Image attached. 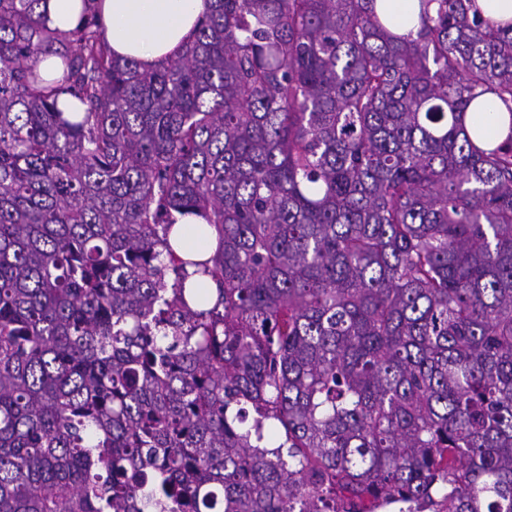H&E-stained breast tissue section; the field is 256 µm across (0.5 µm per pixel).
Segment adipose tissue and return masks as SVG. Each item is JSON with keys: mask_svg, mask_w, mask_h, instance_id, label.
<instances>
[{"mask_svg": "<svg viewBox=\"0 0 512 512\" xmlns=\"http://www.w3.org/2000/svg\"><path fill=\"white\" fill-rule=\"evenodd\" d=\"M98 9L113 54L135 59L150 69L171 58L196 32L205 0H100ZM467 127H483L487 136L502 141L512 131L497 98L488 95L469 108Z\"/></svg>", "mask_w": 512, "mask_h": 512, "instance_id": "ef3b65f1", "label": "adipose tissue"}]
</instances>
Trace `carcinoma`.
<instances>
[{
    "label": "carcinoma",
    "instance_id": "obj_1",
    "mask_svg": "<svg viewBox=\"0 0 512 512\" xmlns=\"http://www.w3.org/2000/svg\"><path fill=\"white\" fill-rule=\"evenodd\" d=\"M39 2L0 0V512H512V26L208 0L147 71ZM465 122L469 131L474 125L482 126L487 136L497 142L508 134V113L492 95L482 98L478 106L470 107ZM184 224L176 225L183 229L184 237L182 236V229H177L170 238L171 244L174 248L175 254L182 258L187 259L188 254L191 252L204 251V258L209 257L215 250V231L213 229L210 230V239L206 243L204 241L198 240L195 235L191 231V227L199 224L201 222L192 220L190 218L183 221Z\"/></svg>",
    "mask_w": 512,
    "mask_h": 512
}]
</instances>
